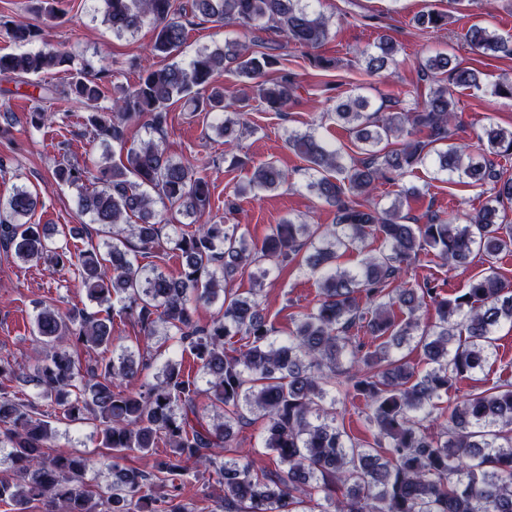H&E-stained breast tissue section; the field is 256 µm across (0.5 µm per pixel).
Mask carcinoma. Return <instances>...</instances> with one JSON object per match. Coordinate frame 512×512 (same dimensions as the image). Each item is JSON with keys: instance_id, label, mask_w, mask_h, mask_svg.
Wrapping results in <instances>:
<instances>
[{"instance_id": "obj_1", "label": "carcinoma", "mask_w": 512, "mask_h": 512, "mask_svg": "<svg viewBox=\"0 0 512 512\" xmlns=\"http://www.w3.org/2000/svg\"><path fill=\"white\" fill-rule=\"evenodd\" d=\"M103 22L117 36L135 33L145 22L157 31L153 49L178 50L185 39L182 18L228 22L288 35L294 46L314 52L329 38L328 20L311 0H98ZM451 16L438 11L418 15L417 25L443 29ZM0 32L18 44L40 37V28L0 16ZM483 55L512 56V37L473 24L464 34ZM397 48L381 37L359 51L370 73L396 64ZM280 64L273 47L255 49L236 41L197 53L178 63L141 72L131 87L116 86L112 106L104 108L99 70L74 65L67 52L44 47L35 52L0 54L5 79L36 76L51 68L70 73L63 98L87 112L93 139L119 146V160L104 155L97 176L87 166L66 160L54 169L57 182L75 186L81 208L94 224L112 229L106 251L87 249L72 261L71 252L50 251L46 235L29 217L38 196L26 187L0 199V248L24 262L45 257L64 268L77 265L81 285L99 310L62 312L45 307L35 319V342L43 354L23 368L0 359V444L10 448L12 479H0V502L39 504L41 512H189L179 491L190 473L215 474L224 488L221 512H512V383H495L450 402L440 401L468 374L483 369L494 347L495 330L512 325V281L494 260L512 253V224L502 208L512 202V176L492 158L512 156V129L485 126L476 133L477 155L453 142L456 91L480 90L473 69L452 64L446 55L428 58L423 80L435 84L429 94L393 110H368L355 98L338 104L336 122L359 150L357 158L330 147L311 128L294 131L288 145L314 171L307 189L336 211V223L270 227L257 242L239 226L200 224L175 240L182 258L179 278L154 265L146 268L137 253L161 247V225L176 215L198 221L212 206L209 182L190 164L174 160L163 146L169 107L185 100L193 112H222L233 91L216 84L215 75L234 72L267 111L281 112L294 98L293 74H270ZM147 119L158 139L135 141L130 130ZM55 113L39 106L28 113L35 129L54 124ZM226 142L236 140L240 124L231 119L216 127ZM462 184H493L491 195L472 214L432 216L411 224L401 214L402 200L388 207L371 201L376 185L399 181L428 159ZM288 171L273 161L259 164L244 197L274 191L288 181ZM381 248L369 250V239ZM137 249L129 247V238ZM358 250L365 257L348 269L340 253ZM454 265L485 257L488 267L464 292L440 297V284L427 279L412 286L406 268L423 254ZM292 263L317 277L320 299L285 337L272 336L258 299L259 287ZM260 271L257 287L243 297L227 284L246 267ZM123 301L119 315L132 319L149 339L163 326L165 341L200 366L209 390L169 361L157 382L144 380L135 391L123 382L150 368V359L130 354L76 363L79 346L107 352L112 346V297ZM222 300V313L198 328V303ZM435 305L436 322L420 327L414 313ZM405 309V319L394 308ZM371 336L367 343L359 332ZM241 344L231 350L228 341ZM417 339L428 368L415 371L392 349ZM21 379L37 389L21 400L7 383ZM206 396L221 413L210 418L200 410ZM360 400L373 443L354 441L339 421L336 403ZM52 406L49 412L45 407ZM266 420L260 447L275 454L274 487L256 474L248 449L225 460L222 450L234 436L242 410ZM444 423L429 436L423 422L436 410ZM93 420L101 426V444L118 456L147 454L159 441L172 459L149 470L109 465L106 491L91 488L84 474L88 457L67 451L46 453L55 438L53 421Z\"/></svg>"}]
</instances>
